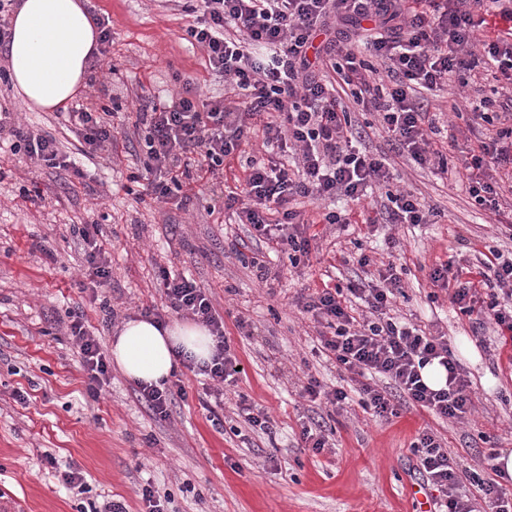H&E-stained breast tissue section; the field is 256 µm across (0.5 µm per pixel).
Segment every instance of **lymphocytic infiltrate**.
<instances>
[{"mask_svg":"<svg viewBox=\"0 0 512 512\" xmlns=\"http://www.w3.org/2000/svg\"><path fill=\"white\" fill-rule=\"evenodd\" d=\"M202 17L188 26V37L203 47L213 71L224 79L225 96L200 109L183 96L166 107L143 105L147 159L137 199L159 200L171 192L156 180L158 170L179 156L199 154L200 174L214 173L225 159L243 153L262 136L268 155L247 159L241 186L224 189V207L249 225L250 237L296 262L308 254V222L301 201L324 203L339 196L358 202L369 190L387 187L386 201L371 224H425L439 212L412 192L390 191V165L384 156L360 150L366 132L353 119L354 107L376 115L392 150L423 168L448 173V152L434 135L437 127L427 95L451 85L457 75L482 70L512 77V29L490 33L486 18L512 21V0H200ZM90 152L114 143L107 112L74 115ZM471 123L487 126L463 161L475 203L497 208L503 184L512 185V95L504 101L485 96L470 105ZM10 149L38 164L67 167L55 140L13 122L0 112V133ZM168 308L207 326L216 341L209 362L193 365L213 387L234 382L239 361L224 336L204 288L181 275L161 273ZM432 283L454 285L451 301L473 325L493 323L499 336L512 337V260L490 250L479 274L445 263L433 268ZM402 291L396 266L387 265L368 282L323 284L301 294L302 312L323 320L320 344L351 382L360 405L390 419L411 403L444 419H460L473 406L470 383L444 335L402 324L391 316ZM369 311L356 319L349 298ZM87 374L88 388L101 394L110 379L98 342L87 333L84 313L71 311L67 326ZM432 363L446 372L443 388L422 377ZM388 388L373 384V376ZM417 470L439 495L433 512H512V497L501 481L472 475L478 496L459 491L454 461L439 439L421 432L412 444Z\"/></svg>","mask_w":512,"mask_h":512,"instance_id":"lymphocytic-infiltrate-1","label":"lymphocytic infiltrate"}]
</instances>
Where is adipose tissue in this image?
<instances>
[{"label":"adipose tissue","mask_w":512,"mask_h":512,"mask_svg":"<svg viewBox=\"0 0 512 512\" xmlns=\"http://www.w3.org/2000/svg\"><path fill=\"white\" fill-rule=\"evenodd\" d=\"M6 45L7 73L18 98L31 110L68 107L87 82L98 48V31L86 0H16ZM210 331L178 320L157 324L149 317L126 321L112 343L115 365L131 381L162 385L180 359L209 361Z\"/></svg>","instance_id":"adipose-tissue-1"}]
</instances>
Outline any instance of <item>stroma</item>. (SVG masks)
Listing matches in <instances>:
<instances>
[{"mask_svg": "<svg viewBox=\"0 0 512 512\" xmlns=\"http://www.w3.org/2000/svg\"><path fill=\"white\" fill-rule=\"evenodd\" d=\"M185 7L186 0H88L90 14L112 32L109 58L116 71H90L75 104L114 111L117 141L108 152L86 153L68 115L28 110L9 81L0 80V106L22 126L53 136L77 161L73 170L52 169L0 149V500L15 502L18 512H97L107 500L142 512L138 491L150 483L167 495L166 512H415L411 444L424 429L448 448L462 490L475 493L469 474L493 475L484 448L512 450V343L493 324L473 329L429 273L451 259L478 267L488 246L512 257V194L500 197L498 209H485L471 198L466 177L392 154L396 186L440 210L438 223L321 224L311 204L305 208L314 235L310 255L296 265L287 255H270L269 279L259 281L232 252L246 231L224 211L225 179L244 175L238 159L228 158L213 179L149 207L128 192L129 177L145 158L140 102L160 106L188 90L205 98L224 93L205 51L188 40ZM489 93L482 83H455L432 97L442 135L457 138L452 155L481 132L469 129L468 116L449 112V99ZM91 227L111 271L112 285L101 291L83 275L80 232ZM364 255L365 267L359 263ZM389 262L404 270L396 314L445 334L471 382L474 408L463 419L443 420L406 405L399 417L385 420L355 403L338 411L301 395L312 376L330 388L350 384L319 352V326L296 305L301 290L329 278L345 284ZM163 268L209 290L244 367L220 399L203 376L180 368L176 377L186 395L165 419L117 369L92 397L65 330L69 311L83 310L88 334L106 352L119 327L144 310L173 319L157 285ZM18 392L27 404L16 402ZM242 398L268 413L272 435L233 434ZM312 417L326 425L328 445L319 453L300 445L302 425ZM70 465L82 471L87 492L58 482L57 471Z\"/></svg>", "mask_w": 512, "mask_h": 512, "instance_id": "obj_1", "label": "stroma"}]
</instances>
